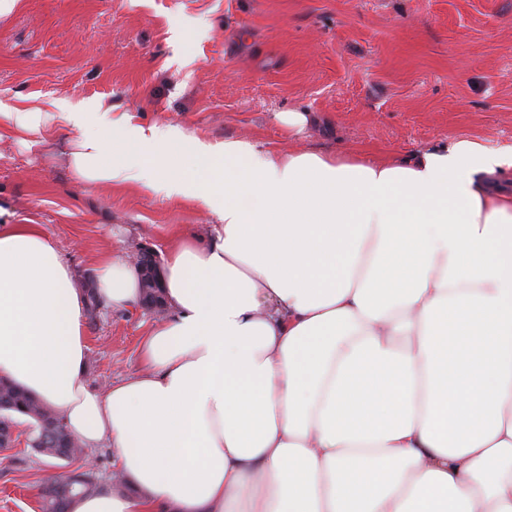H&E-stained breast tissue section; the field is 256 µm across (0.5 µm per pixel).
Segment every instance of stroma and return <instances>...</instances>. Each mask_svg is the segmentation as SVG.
I'll use <instances>...</instances> for the list:
<instances>
[{
    "mask_svg": "<svg viewBox=\"0 0 512 512\" xmlns=\"http://www.w3.org/2000/svg\"><path fill=\"white\" fill-rule=\"evenodd\" d=\"M100 99L145 125L276 150L394 160L459 138L512 146V0H10L0 11V106ZM310 113L289 138L276 115ZM64 122L0 134V222L39 225L80 282L106 253L151 248L213 219L138 185L77 182ZM154 313L102 308L86 381L141 370ZM50 468L0 453V512H39Z\"/></svg>",
    "mask_w": 512,
    "mask_h": 512,
    "instance_id": "35a3bbf8",
    "label": "stroma"
}]
</instances>
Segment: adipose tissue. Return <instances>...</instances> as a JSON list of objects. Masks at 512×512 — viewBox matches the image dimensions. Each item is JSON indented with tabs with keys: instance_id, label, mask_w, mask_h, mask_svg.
<instances>
[{
	"instance_id": "adipose-tissue-1",
	"label": "adipose tissue",
	"mask_w": 512,
	"mask_h": 512,
	"mask_svg": "<svg viewBox=\"0 0 512 512\" xmlns=\"http://www.w3.org/2000/svg\"><path fill=\"white\" fill-rule=\"evenodd\" d=\"M58 119L76 180L214 220L167 250L145 369L100 394L84 287L39 225L0 224V376L137 489L73 512H512V147L279 152L86 100L0 128ZM96 288L133 308L130 255L102 256Z\"/></svg>"
}]
</instances>
